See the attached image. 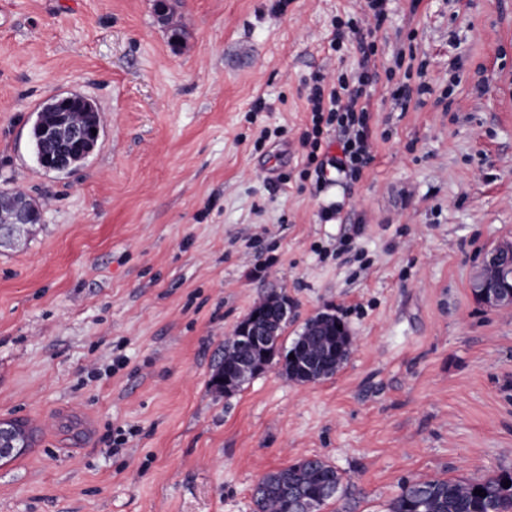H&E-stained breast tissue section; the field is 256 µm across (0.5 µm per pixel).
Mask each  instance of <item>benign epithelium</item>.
Returning <instances> with one entry per match:
<instances>
[{"label":"benign epithelium","mask_w":512,"mask_h":512,"mask_svg":"<svg viewBox=\"0 0 512 512\" xmlns=\"http://www.w3.org/2000/svg\"><path fill=\"white\" fill-rule=\"evenodd\" d=\"M47 145L55 159L46 167L48 171L64 172L71 167L66 148L88 139V129L73 121V113L59 112L45 129ZM40 213L26 197L17 193H0V246L13 242L36 224ZM473 295L488 307L512 311V239L503 240L487 252L472 280ZM256 306L269 314L260 322L254 317H244L239 323L235 338L256 348L269 345L277 339L278 327L288 317V303L277 295L259 300ZM267 365L258 366L249 359L238 364L233 376L217 375L216 391L226 396L237 391L238 382L251 374H259ZM16 423L0 420V459L19 454L15 445Z\"/></svg>","instance_id":"benign-epithelium-1"}]
</instances>
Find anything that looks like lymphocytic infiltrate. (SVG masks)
Here are the masks:
<instances>
[{
    "mask_svg": "<svg viewBox=\"0 0 512 512\" xmlns=\"http://www.w3.org/2000/svg\"><path fill=\"white\" fill-rule=\"evenodd\" d=\"M367 7V23L352 18L336 20L331 41L335 48L355 42L360 54L357 71L339 76L334 82L318 74L306 85L311 128L304 133L302 146L320 188L333 172L350 180L358 179L373 160L370 98L378 82V72L372 56L374 36L386 14L387 0H367ZM332 131L339 135L340 152L328 156L321 152L322 141Z\"/></svg>",
    "mask_w": 512,
    "mask_h": 512,
    "instance_id": "lymphocytic-infiltrate-1",
    "label": "lymphocytic infiltrate"
}]
</instances>
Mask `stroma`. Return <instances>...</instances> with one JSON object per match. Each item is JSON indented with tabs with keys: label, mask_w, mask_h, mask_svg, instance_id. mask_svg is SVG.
I'll list each match as a JSON object with an SVG mask.
<instances>
[{
	"label": "stroma",
	"mask_w": 512,
	"mask_h": 512,
	"mask_svg": "<svg viewBox=\"0 0 512 512\" xmlns=\"http://www.w3.org/2000/svg\"><path fill=\"white\" fill-rule=\"evenodd\" d=\"M365 10L172 0L167 26L155 0H0V191L46 204L0 252V418L35 430L0 464V512H254L262 475L312 456L343 476L322 512H386L417 476L512 470V314L470 288L512 238V0H390L375 160L319 191L300 90L356 67L331 20ZM405 82L424 105L390 111ZM69 92L103 130L50 172L31 127ZM272 293L284 347L328 312L348 360L218 395L226 340Z\"/></svg>",
	"instance_id": "obj_1"
}]
</instances>
